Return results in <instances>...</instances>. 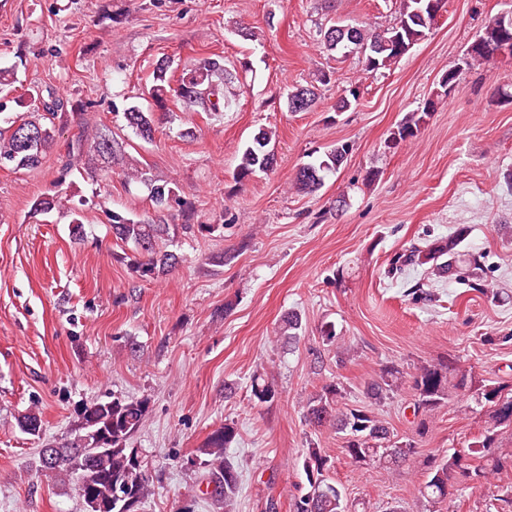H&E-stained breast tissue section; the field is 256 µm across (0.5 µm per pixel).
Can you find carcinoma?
Segmentation results:
<instances>
[{
	"label": "carcinoma",
	"mask_w": 512,
	"mask_h": 512,
	"mask_svg": "<svg viewBox=\"0 0 512 512\" xmlns=\"http://www.w3.org/2000/svg\"><path fill=\"white\" fill-rule=\"evenodd\" d=\"M433 0H401L399 16L390 28L382 32H368L349 25L336 26L335 34L321 36L324 49L340 52L346 56L361 53L364 56L365 69L375 71L391 66L402 56L395 50L399 42L410 49L417 41L425 37L432 22L422 20L429 14ZM507 33L495 22L485 27L477 37L482 50L466 53L462 63L477 58H487L506 41ZM172 62L165 59L156 63L153 70V85L148 95L151 106L144 109L132 105L124 109L125 126L136 137L151 141L154 139L158 114L169 113L168 102L176 97L194 112L218 114L224 111V86L232 79V74L224 68V57L215 53L181 68L176 84H171ZM31 108L16 117L22 128L37 132L40 139L25 150L15 134L9 128H0V168L33 169L41 164L43 154L55 140V120L64 103L53 96L42 93H30ZM320 99L318 88L314 85L294 87L286 93V106L290 112H305L315 107ZM435 110V100L425 103L422 114L414 113L411 118L393 132L391 143L397 145L415 136L424 116ZM272 132L264 128L253 136L250 145L244 150L240 163L235 170L239 182L247 181L258 172H267L276 164L275 154L268 145ZM348 145L336 144L327 152L326 159L315 165L307 163L298 168L295 175L297 187L306 193H314L324 185L325 174L335 171L344 161ZM80 165L84 173L97 170L114 172L118 169L129 180L144 184L149 189L154 213L141 219H135L117 211L108 212V221L112 236L123 243L135 244L142 256L137 272L142 278H155L167 274L179 266L181 257L173 251H158L156 242L167 231L165 211L170 203L182 205L176 194L174 183L156 180L150 170L133 163L126 156L123 144L106 129H98L90 135L82 130L69 147L68 159L62 165L61 176H66L75 165ZM60 207L56 195L38 197L32 203L29 217L37 218L50 214ZM466 229L460 228L455 238L436 241L411 257L420 264L430 265L431 273L443 277L451 276L460 254L456 247L464 240ZM302 329L300 314L291 311L283 316L277 340L290 345L299 339ZM455 371L452 365L440 362L424 365L410 376L408 389L413 397L414 415L420 418L417 432L423 434L426 429V416L440 407L448 399L450 387L464 389L468 385V375L460 374L456 383H451L449 375ZM403 386L400 371L385 365L380 369V379L367 384L365 394L374 402H380L388 394ZM250 396L258 404L272 403L278 399L279 392L274 381L258 375L252 378ZM479 396L491 404L489 421L479 440L467 448L453 452L442 458L423 460L425 480L419 487V493L427 500L430 512H447L448 498L458 494L470 484L483 483L490 477L502 474L511 468L504 458L496 453L495 429L509 421L501 411L498 401L501 389L483 386ZM344 388L339 380L322 386L321 393L312 397L306 406V420L317 427L328 424L343 434V451L355 463L377 464L389 473L415 463V445L409 440L398 443L392 440L391 432L370 410L346 408L341 406ZM149 409L146 398L114 397L109 401L97 400L87 406L82 419L89 429L90 438L81 447L71 443H62L46 449L38 455L39 470L59 482H71L76 490H92L101 495L111 491V484H120L129 489L137 503H142L150 493L149 479L143 465L131 462L132 449L129 442L142 425ZM20 428L37 434L42 427L38 413L31 410L21 416ZM237 435L235 424L226 422L213 429L205 438L202 446L196 449L192 462L205 469L210 495L213 502L224 506V512H234V505L241 486L239 467L227 461L226 448L230 447ZM328 456L315 447L306 449L303 470L309 485V491L294 498L293 512H347L342 489L328 481Z\"/></svg>",
	"instance_id": "1"
}]
</instances>
